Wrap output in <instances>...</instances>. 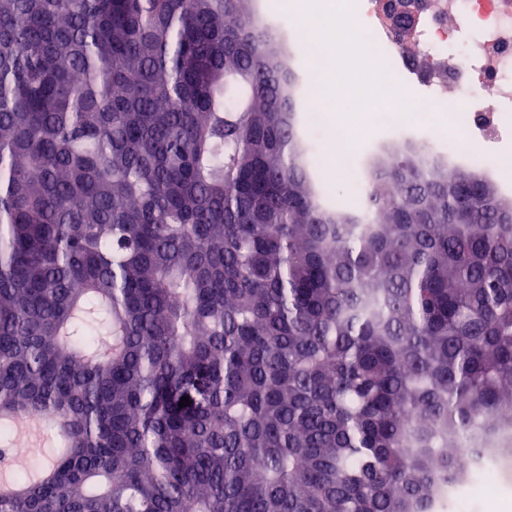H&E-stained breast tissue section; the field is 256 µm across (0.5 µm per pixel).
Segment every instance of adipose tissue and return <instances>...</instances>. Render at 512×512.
Instances as JSON below:
<instances>
[{
    "label": "adipose tissue",
    "instance_id": "ef3b65f1",
    "mask_svg": "<svg viewBox=\"0 0 512 512\" xmlns=\"http://www.w3.org/2000/svg\"><path fill=\"white\" fill-rule=\"evenodd\" d=\"M292 7L310 31L320 33L322 51L336 62L321 76L333 121L366 129L377 113L404 105V87L388 85L382 61L365 50L347 0H292Z\"/></svg>",
    "mask_w": 512,
    "mask_h": 512
}]
</instances>
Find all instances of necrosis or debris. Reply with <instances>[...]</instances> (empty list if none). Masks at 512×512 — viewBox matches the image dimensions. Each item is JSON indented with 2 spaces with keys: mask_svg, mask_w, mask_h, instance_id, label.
Instances as JSON below:
<instances>
[{
  "mask_svg": "<svg viewBox=\"0 0 512 512\" xmlns=\"http://www.w3.org/2000/svg\"><path fill=\"white\" fill-rule=\"evenodd\" d=\"M365 25L373 31L371 54L403 55V38L387 25L386 0H365ZM417 17L411 41L427 72L447 70L459 92L460 106L451 112H416L412 122L430 126L435 158L444 164L473 163L512 137V0H403ZM305 124L323 133L331 146L313 148L315 165H336L364 188L368 166L357 153L359 137L332 131L320 95H311ZM462 128L460 139L443 141L445 128Z\"/></svg>",
  "mask_w": 512,
  "mask_h": 512,
  "instance_id": "obj_1",
  "label": "necrosis or debris"
}]
</instances>
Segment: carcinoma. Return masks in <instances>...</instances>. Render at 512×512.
I'll return each instance as SVG.
<instances>
[{
	"mask_svg": "<svg viewBox=\"0 0 512 512\" xmlns=\"http://www.w3.org/2000/svg\"><path fill=\"white\" fill-rule=\"evenodd\" d=\"M262 27L0 0V416L55 422L0 512H428L512 414V205L393 152L323 208Z\"/></svg>",
	"mask_w": 512,
	"mask_h": 512,
	"instance_id": "cac0c4a2",
	"label": "carcinoma"
}]
</instances>
